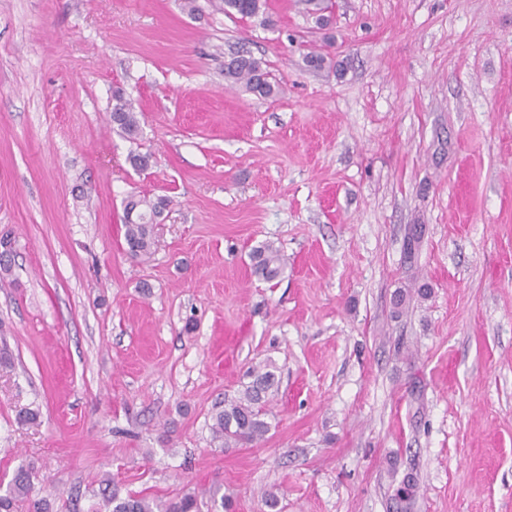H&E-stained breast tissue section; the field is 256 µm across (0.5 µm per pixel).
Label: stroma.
Returning a JSON list of instances; mask_svg holds the SVG:
<instances>
[{"mask_svg": "<svg viewBox=\"0 0 512 512\" xmlns=\"http://www.w3.org/2000/svg\"><path fill=\"white\" fill-rule=\"evenodd\" d=\"M182 2L0 0V484L34 464L51 512L107 475L232 512H512V0ZM239 51L274 96L225 82ZM132 194L171 200L143 261ZM268 362L271 431L219 448ZM222 10L236 13L240 18H258L266 13V0H221ZM111 119L128 139L135 140L140 132L139 120L132 103L127 101L121 93L113 96ZM249 259L253 274L265 282L278 279L285 267L279 250L268 242L253 247Z\"/></svg>", "mask_w": 512, "mask_h": 512, "instance_id": "35a3bbf8", "label": "stroma"}]
</instances>
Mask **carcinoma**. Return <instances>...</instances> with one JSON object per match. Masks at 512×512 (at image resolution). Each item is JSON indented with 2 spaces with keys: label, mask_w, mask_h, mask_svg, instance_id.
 Wrapping results in <instances>:
<instances>
[{
  "label": "carcinoma",
  "mask_w": 512,
  "mask_h": 512,
  "mask_svg": "<svg viewBox=\"0 0 512 512\" xmlns=\"http://www.w3.org/2000/svg\"><path fill=\"white\" fill-rule=\"evenodd\" d=\"M222 10L236 13L240 18H257L266 13V0H221ZM224 80L242 84L246 90L259 97H269L276 91L270 81V74L263 68L261 60L250 55L239 54L224 61ZM111 119L127 138L137 139L140 132L139 120L132 103L122 94L113 96ZM170 199L164 196L149 198L130 195L124 201L123 227L127 253L133 258L148 259L156 245V225L151 220L167 210ZM252 272L258 279L272 282L283 273L285 264L270 243L253 248L249 254ZM250 381L240 396L224 403L212 416L213 438L223 448H237L252 445L262 440L271 430L268 421L267 404L269 395L278 380L270 366L255 367L249 373ZM33 469L20 466L5 493H0V512H17L21 505H28L29 512H50L45 498L35 499ZM218 491L204 497L188 492L173 499L151 498L138 493L120 494L111 476L100 481L97 496L100 497L96 512H214L216 507L230 510L231 502L217 500Z\"/></svg>",
  "instance_id": "1"
}]
</instances>
